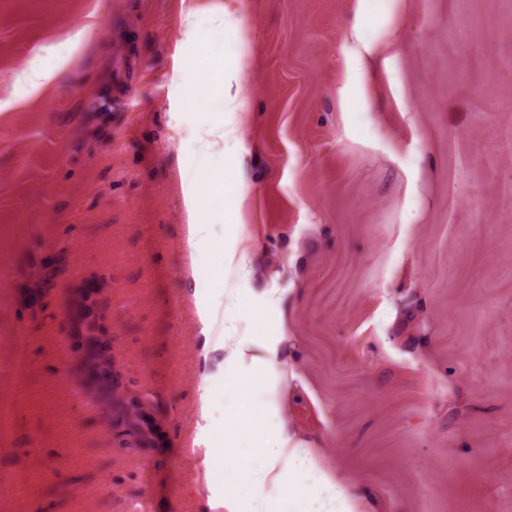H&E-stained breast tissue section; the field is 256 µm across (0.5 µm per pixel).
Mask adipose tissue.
<instances>
[{"mask_svg": "<svg viewBox=\"0 0 512 512\" xmlns=\"http://www.w3.org/2000/svg\"><path fill=\"white\" fill-rule=\"evenodd\" d=\"M187 34L197 40L201 79L222 92L227 111H239L236 89L249 80L247 58L225 64L199 40L197 27ZM184 199L188 248L195 254L214 241L194 185L186 186ZM254 325L251 319H228L220 331L224 387L247 398L244 406L225 414L223 427L208 429V454L216 466L214 483L224 491L225 512H366L350 494L346 476L289 431L282 418L285 338L256 336Z\"/></svg>", "mask_w": 512, "mask_h": 512, "instance_id": "1", "label": "adipose tissue"}]
</instances>
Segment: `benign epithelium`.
I'll return each mask as SVG.
<instances>
[{"label":"benign epithelium","instance_id":"7a95c632","mask_svg":"<svg viewBox=\"0 0 512 512\" xmlns=\"http://www.w3.org/2000/svg\"><path fill=\"white\" fill-rule=\"evenodd\" d=\"M94 293V288L82 289L69 306L70 333L77 347L76 366L88 388L107 412L110 428L136 433L139 423L147 421L150 424V433L140 438L139 442L143 447H151L158 439L160 423L150 412L149 406L125 393L113 363L103 365L90 362V346L84 336L82 309L94 302ZM97 356L103 359L112 357L111 339L100 321L97 322Z\"/></svg>","mask_w":512,"mask_h":512}]
</instances>
